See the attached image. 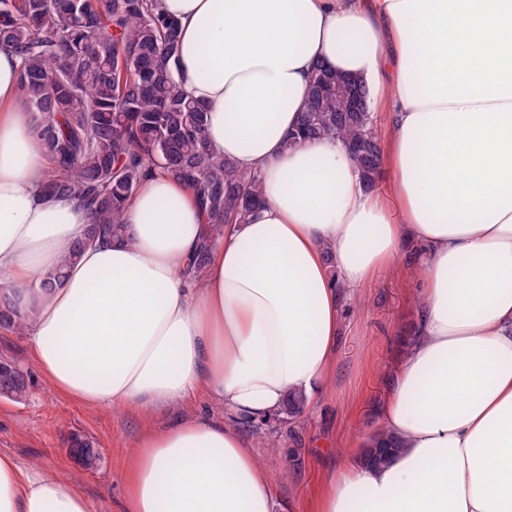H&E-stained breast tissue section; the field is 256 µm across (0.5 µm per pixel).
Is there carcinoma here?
I'll use <instances>...</instances> for the list:
<instances>
[{
  "label": "carcinoma",
  "mask_w": 512,
  "mask_h": 512,
  "mask_svg": "<svg viewBox=\"0 0 512 512\" xmlns=\"http://www.w3.org/2000/svg\"><path fill=\"white\" fill-rule=\"evenodd\" d=\"M0 49L19 58L20 88L38 111L50 162L42 191L79 200L93 218L87 239L34 284L41 293L61 285L86 244L125 236L123 208L153 169L196 192L217 237L261 203L259 177L209 145L207 112L179 83V23L161 12L158 0H0ZM312 138L346 142L362 181L377 183L382 141L370 113L338 112L334 101L320 110L311 91L286 144ZM30 320L14 315L8 295L0 296V324L22 334ZM28 387L15 365L0 362L6 398L20 402ZM399 447L390 437L368 448L364 461L384 464Z\"/></svg>",
  "instance_id": "1"
}]
</instances>
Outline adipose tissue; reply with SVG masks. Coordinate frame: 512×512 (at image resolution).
Instances as JSON below:
<instances>
[{"label":"adipose tissue","mask_w":512,"mask_h":512,"mask_svg":"<svg viewBox=\"0 0 512 512\" xmlns=\"http://www.w3.org/2000/svg\"><path fill=\"white\" fill-rule=\"evenodd\" d=\"M180 24L183 89L213 149L258 173L264 202L185 271L209 226L193 190L157 171L121 241L83 245L90 215L41 189L49 167L20 61L0 49V282L31 314L33 359L90 408L218 404L142 434L122 512H512V0H161ZM359 77L386 113L384 191L345 145L285 149L316 65ZM420 318L391 377L381 433L400 450L341 465L283 508L243 429L314 407L336 364L343 288L406 239ZM81 245L52 296L31 286ZM0 512H93L57 473L0 451Z\"/></svg>","instance_id":"1"}]
</instances>
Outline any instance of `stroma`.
I'll list each match as a JSON object with an SVG mask.
<instances>
[{"label":"stroma","instance_id":"35a3bbf8","mask_svg":"<svg viewBox=\"0 0 512 512\" xmlns=\"http://www.w3.org/2000/svg\"><path fill=\"white\" fill-rule=\"evenodd\" d=\"M398 258L364 285L347 290L346 312L329 395L295 421L276 419L247 429L262 464L269 466L280 502L311 493L339 460L350 438L376 432L389 378L408 350L419 317L415 285ZM0 359L21 367L29 381L26 400L0 398V449L58 473L83 493L96 512H120L124 477L140 435L189 411L218 416L219 406L199 398L150 415L126 407L90 409L57 392L33 362L25 336L0 330ZM93 441L101 462L87 469L67 451L69 435Z\"/></svg>","mask_w":512,"mask_h":512}]
</instances>
